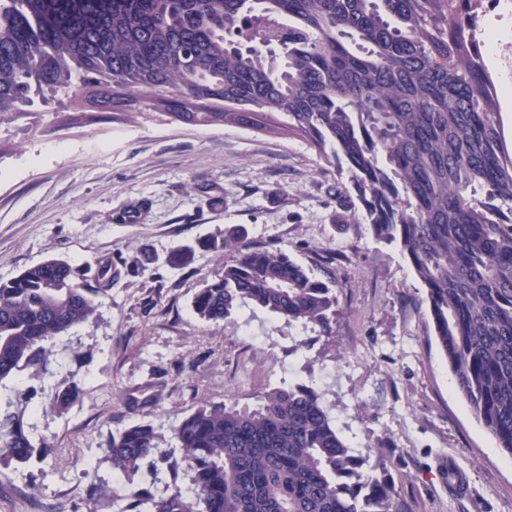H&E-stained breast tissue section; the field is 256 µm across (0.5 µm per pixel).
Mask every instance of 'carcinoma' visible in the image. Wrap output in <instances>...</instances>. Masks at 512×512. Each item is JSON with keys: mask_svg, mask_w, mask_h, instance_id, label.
<instances>
[{"mask_svg": "<svg viewBox=\"0 0 512 512\" xmlns=\"http://www.w3.org/2000/svg\"><path fill=\"white\" fill-rule=\"evenodd\" d=\"M484 0H0V124L60 91L132 117L284 130L333 161L378 241L426 289L456 390L512 456V153L475 31ZM258 26L224 32L248 12ZM232 253L193 300L204 320L244 306L290 327H329L335 284L286 250L229 232ZM98 291L48 259L0 282V464L48 447L3 381L49 373L54 340L94 319ZM80 389L55 385L66 411ZM119 512H397L384 465L336 428L325 391L283 382L253 406H201L164 436L148 422L105 448ZM183 471L157 498L148 485Z\"/></svg>", "mask_w": 512, "mask_h": 512, "instance_id": "carcinoma-1", "label": "carcinoma"}]
</instances>
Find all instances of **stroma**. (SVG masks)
<instances>
[{
  "label": "stroma",
  "mask_w": 512,
  "mask_h": 512,
  "mask_svg": "<svg viewBox=\"0 0 512 512\" xmlns=\"http://www.w3.org/2000/svg\"><path fill=\"white\" fill-rule=\"evenodd\" d=\"M476 38L512 150V97L502 93L512 78L494 52L512 44V0H485ZM34 110L0 126V282L65 258L76 282L99 289V309L55 342L52 370L78 374L81 392L65 413L38 416L45 463L0 465V512H116L108 499L89 506L84 466L93 458L111 478V433L254 404L307 364L337 425L384 464L400 512H512V456L452 386L424 288L399 247L375 240L359 205L337 194L334 164L291 135L150 111L103 120L90 108L70 125L59 103ZM233 226L244 243L285 249L334 281L329 331L247 307L233 326L194 312L228 258L208 244ZM246 329L260 343L246 342Z\"/></svg>",
  "instance_id": "stroma-1"
}]
</instances>
